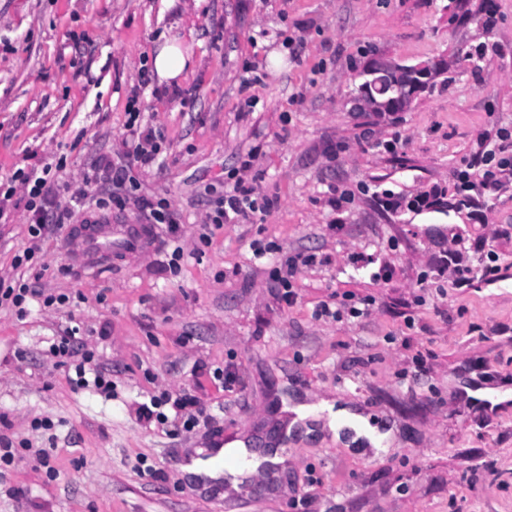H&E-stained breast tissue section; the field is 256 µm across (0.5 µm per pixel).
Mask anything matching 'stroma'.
I'll list each match as a JSON object with an SVG mask.
<instances>
[{
	"label": "stroma",
	"mask_w": 512,
	"mask_h": 512,
	"mask_svg": "<svg viewBox=\"0 0 512 512\" xmlns=\"http://www.w3.org/2000/svg\"><path fill=\"white\" fill-rule=\"evenodd\" d=\"M449 0H0V185L18 170L64 161L79 182L128 134V102L162 128L159 161L137 170L139 195L167 198L180 215L184 257L167 268L163 226L124 211L88 209L37 243L69 275L38 283L64 305L0 310V435L51 453L50 469L19 458L0 476V512H512V334L473 336L471 325L512 327V186L478 195L472 208L420 212L384 207L442 188L498 128L512 129V0H468L473 20L452 21ZM190 44L193 65L167 92L151 69L161 35ZM484 49L461 60L459 50ZM442 59L447 72L392 122L353 109L358 75L374 58ZM400 137L397 153L380 141ZM261 193L275 204L251 224H227L208 245L197 229L205 187L226 181L249 151ZM356 190L342 210L332 188ZM23 191L0 216V277H18L30 247ZM144 224L136 247L86 252L78 235ZM490 240L507 276L479 290L419 279L455 238ZM284 253L323 256L301 273L295 305L281 302L253 240ZM396 248H389V241ZM358 252L388 264L375 285L350 279ZM351 292L371 314L334 321L318 303ZM424 306H415V294ZM79 327L111 396L79 388L49 347ZM430 352L426 371L413 356ZM237 381L225 389L215 369ZM189 391L198 424L163 406L166 422L141 418L161 393ZM337 401L393 431L382 454L333 441L321 421L291 432L287 460L246 476L245 491H190L178 463L188 449L269 441L290 406ZM50 428H41V421ZM311 435H304V428Z\"/></svg>",
	"instance_id": "1"
}]
</instances>
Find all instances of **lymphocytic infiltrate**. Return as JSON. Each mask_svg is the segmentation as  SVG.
Instances as JSON below:
<instances>
[{"label": "lymphocytic infiltrate", "instance_id": "f902f5d3", "mask_svg": "<svg viewBox=\"0 0 512 512\" xmlns=\"http://www.w3.org/2000/svg\"><path fill=\"white\" fill-rule=\"evenodd\" d=\"M127 127L130 136L123 141L122 162L101 156L84 171L80 183L59 180L48 165L18 173V180L27 190L25 209L29 214L28 234L32 240H40L49 231L62 228L73 215L85 209H125L130 191L138 187L133 168L152 167L164 141L161 128L142 123L138 107H131ZM455 180L457 197L454 205L458 208L471 205L476 189L495 193L512 185V131L498 129L494 142L465 167L456 170ZM93 187L98 190L94 196L89 193ZM272 204L271 198L257 193L252 181L236 178L229 191L212 199L211 209L200 226V243H208L215 229L223 225L253 223L255 217L270 209ZM476 247L481 254L474 261L469 257L471 248L464 241H457L455 247L433 266L434 277L448 280L455 288H470L482 279L491 283L501 280L495 253L487 250L482 241ZM316 262V255L296 252L286 255L271 268L269 279L280 289L286 304L296 303V278Z\"/></svg>", "mask_w": 512, "mask_h": 512}]
</instances>
